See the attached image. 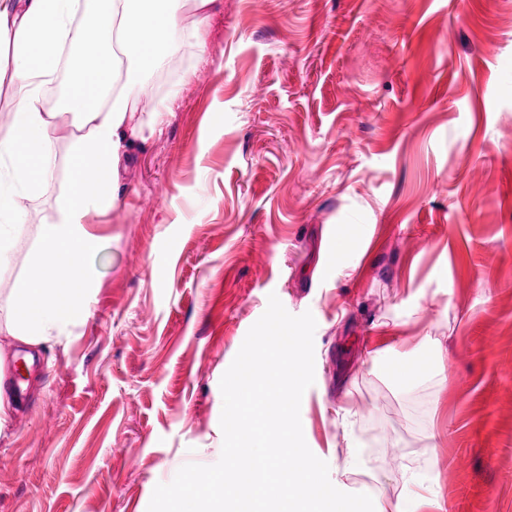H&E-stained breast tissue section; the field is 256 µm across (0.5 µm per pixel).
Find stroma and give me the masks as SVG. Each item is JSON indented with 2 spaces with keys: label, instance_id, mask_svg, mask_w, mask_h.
Listing matches in <instances>:
<instances>
[{
  "label": "stroma",
  "instance_id": "stroma-1",
  "mask_svg": "<svg viewBox=\"0 0 512 512\" xmlns=\"http://www.w3.org/2000/svg\"><path fill=\"white\" fill-rule=\"evenodd\" d=\"M206 39L149 79L164 122L97 219L91 316L0 432V512H147L215 464L220 381L272 293L316 321L300 418L336 488L396 512L416 472L446 512H512V0H216ZM436 351L445 383L389 370Z\"/></svg>",
  "mask_w": 512,
  "mask_h": 512
}]
</instances>
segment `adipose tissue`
Instances as JSON below:
<instances>
[{
    "mask_svg": "<svg viewBox=\"0 0 512 512\" xmlns=\"http://www.w3.org/2000/svg\"><path fill=\"white\" fill-rule=\"evenodd\" d=\"M214 3L96 0L90 41L77 20L81 0H0V83L14 105L0 133V271L24 232L25 199L55 175V131L65 121L74 130L69 187L0 307V327L24 349L62 343L90 316L96 280L87 260L101 246L91 220L118 207L121 168L160 124V110L138 109L147 77L185 46L207 54ZM62 71L63 100L46 108L45 91Z\"/></svg>",
    "mask_w": 512,
    "mask_h": 512,
    "instance_id": "1",
    "label": "adipose tissue"
}]
</instances>
